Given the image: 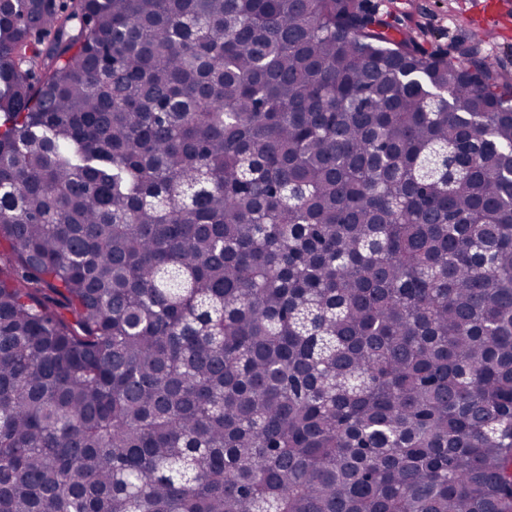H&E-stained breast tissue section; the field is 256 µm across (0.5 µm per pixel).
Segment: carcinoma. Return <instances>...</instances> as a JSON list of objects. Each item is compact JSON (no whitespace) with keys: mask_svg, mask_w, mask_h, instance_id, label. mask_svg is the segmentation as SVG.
<instances>
[{"mask_svg":"<svg viewBox=\"0 0 512 512\" xmlns=\"http://www.w3.org/2000/svg\"><path fill=\"white\" fill-rule=\"evenodd\" d=\"M0 512H512V74L0 0Z\"/></svg>","mask_w":512,"mask_h":512,"instance_id":"cac0c4a2","label":"carcinoma"}]
</instances>
